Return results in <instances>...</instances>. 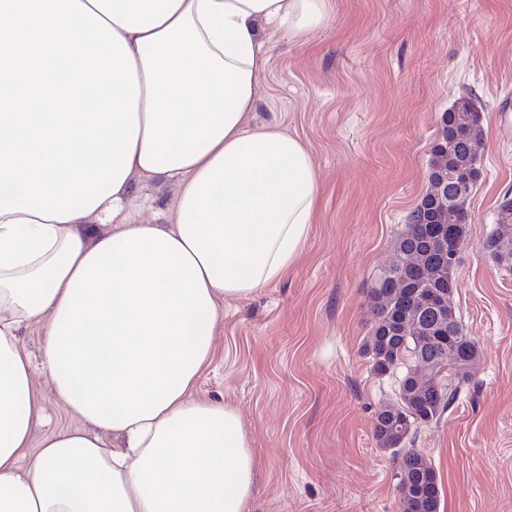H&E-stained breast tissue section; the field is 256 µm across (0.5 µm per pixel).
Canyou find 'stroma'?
<instances>
[{
	"mask_svg": "<svg viewBox=\"0 0 512 512\" xmlns=\"http://www.w3.org/2000/svg\"><path fill=\"white\" fill-rule=\"evenodd\" d=\"M257 35L269 63L249 123L303 141L321 196L287 275L224 303L196 383L201 399L237 409L252 440V512H400L398 461L374 436L398 383L363 352L369 291L428 190L441 117L463 96L482 113L484 149L452 302L482 359L414 446L434 465L440 512H512V272L483 249L512 200V0H329L324 26L302 41L264 23ZM176 196L133 178L123 215L169 223ZM17 344L43 395L33 442L79 426L42 365L41 328Z\"/></svg>",
	"mask_w": 512,
	"mask_h": 512,
	"instance_id": "35a3bbf8",
	"label": "stroma"
}]
</instances>
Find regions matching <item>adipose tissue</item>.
Instances as JSON below:
<instances>
[{
	"label": "adipose tissue",
	"instance_id": "adipose-tissue-1",
	"mask_svg": "<svg viewBox=\"0 0 512 512\" xmlns=\"http://www.w3.org/2000/svg\"><path fill=\"white\" fill-rule=\"evenodd\" d=\"M327 8L0 0V512H251V439L192 387L224 300L283 279L320 196L304 144L248 123L256 24L296 41ZM136 175L177 185L171 224L120 221ZM32 324L84 422L37 443Z\"/></svg>",
	"mask_w": 512,
	"mask_h": 512
}]
</instances>
